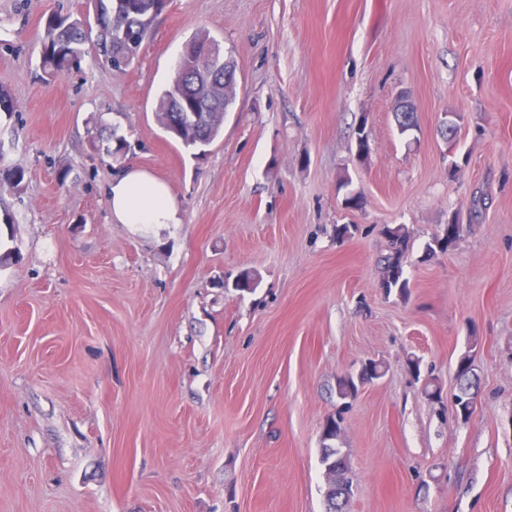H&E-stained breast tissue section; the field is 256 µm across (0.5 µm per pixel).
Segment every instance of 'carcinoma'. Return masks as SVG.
Instances as JSON below:
<instances>
[{"instance_id": "1", "label": "carcinoma", "mask_w": 512, "mask_h": 512, "mask_svg": "<svg viewBox=\"0 0 512 512\" xmlns=\"http://www.w3.org/2000/svg\"><path fill=\"white\" fill-rule=\"evenodd\" d=\"M165 0H120L118 11L105 17L101 25L92 28L87 19H70L58 13L50 14L44 24L40 66L45 76L56 78L78 66L86 55H94L124 71L135 61L137 53L127 43L112 38L115 29L141 27L147 31L158 16L163 14ZM236 90L224 91V76L203 77L198 61L183 59L171 83L159 96L157 120L161 127L178 131L174 141L189 150L205 155L204 147L213 143L221 134L224 115L235 102ZM93 149L115 161L123 159L130 151L127 139L113 131L105 136L96 133L91 140ZM25 178L23 169L15 166L0 168V181H7L17 189ZM390 250L380 259L382 265L381 288L403 296L408 293L409 280L404 277V266L412 250V237L404 225L386 227ZM453 241L438 233L425 246V255L445 254ZM258 286V276L242 271L232 287L241 292H251ZM383 376V365L370 360L355 372L336 378V413L328 416L322 430L321 464L326 471L335 472L341 479L336 491L325 497V512H348L354 496V478L349 453L333 445L341 433L342 411L348 401L356 398L359 389ZM458 393L454 397L455 416L469 419L476 410L474 388L477 374L473 360L462 358L455 371Z\"/></svg>"}]
</instances>
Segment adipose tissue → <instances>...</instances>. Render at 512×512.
Wrapping results in <instances>:
<instances>
[{"instance_id":"ef3b65f1","label":"adipose tissue","mask_w":512,"mask_h":512,"mask_svg":"<svg viewBox=\"0 0 512 512\" xmlns=\"http://www.w3.org/2000/svg\"><path fill=\"white\" fill-rule=\"evenodd\" d=\"M113 223L149 226L182 223V212L169 182L130 163L108 188Z\"/></svg>"}]
</instances>
